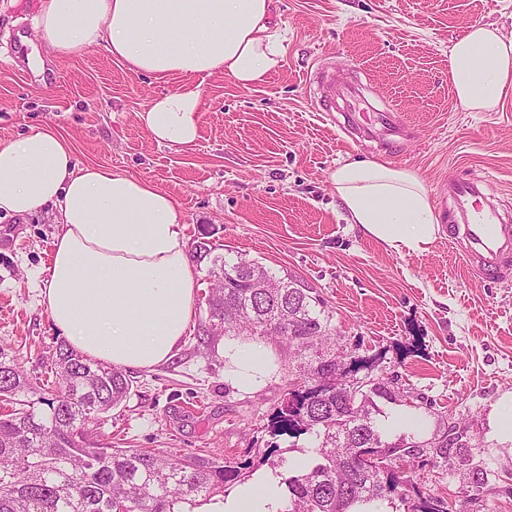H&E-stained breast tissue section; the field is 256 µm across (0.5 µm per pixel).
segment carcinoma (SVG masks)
<instances>
[{
    "label": "carcinoma",
    "mask_w": 512,
    "mask_h": 512,
    "mask_svg": "<svg viewBox=\"0 0 512 512\" xmlns=\"http://www.w3.org/2000/svg\"><path fill=\"white\" fill-rule=\"evenodd\" d=\"M199 241L196 261H208L213 278L205 322L215 334L236 333L285 344L299 358L300 381L288 389L274 415L276 430L314 437L304 466L279 474L280 512H379L397 501L403 512H433L434 497L420 489L424 473L444 471L459 482L445 512H470L471 502L497 487L512 496L508 475L476 459L477 436L461 441L454 428L424 439L389 440L378 400L432 407L424 397L390 381L363 389L353 400L336 382L355 379L371 363L343 349L324 302L293 277H278L257 260L230 263ZM260 268L282 284L263 294L249 287ZM46 368L53 389L41 387L0 345V512H197L250 477L248 459L190 456L112 448L93 440L101 415L120 405L132 381L122 369L88 358L69 344L56 348ZM383 456L388 467L368 464ZM407 463L402 468L399 462Z\"/></svg>",
    "instance_id": "1"
}]
</instances>
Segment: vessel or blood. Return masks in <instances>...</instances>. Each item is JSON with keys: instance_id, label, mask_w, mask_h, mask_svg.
<instances>
[{"instance_id": "b4317fda", "label": "vessel or blood", "mask_w": 512, "mask_h": 512, "mask_svg": "<svg viewBox=\"0 0 512 512\" xmlns=\"http://www.w3.org/2000/svg\"><path fill=\"white\" fill-rule=\"evenodd\" d=\"M347 108L349 121L366 132L382 127L388 140L399 137L403 124L396 113L369 106L359 87L347 85L337 92ZM483 188L475 180H455L448 184V201L458 218L448 227L449 238H463L467 243L466 263L487 280L499 279L512 259V227H506L497 210L484 208Z\"/></svg>"}]
</instances>
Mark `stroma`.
I'll return each instance as SVG.
<instances>
[{
    "label": "stroma",
    "mask_w": 512,
    "mask_h": 512,
    "mask_svg": "<svg viewBox=\"0 0 512 512\" xmlns=\"http://www.w3.org/2000/svg\"><path fill=\"white\" fill-rule=\"evenodd\" d=\"M287 42L281 67L244 88L200 78L203 106L193 144L157 143L136 114L187 77L131 73L105 50L57 57L34 30L23 0H0V143L48 125L83 165L151 181L178 203L186 242L207 236L226 260L255 259L303 280L322 298L344 349L376 356L373 372L432 401L417 409L430 436L440 420L472 425L481 460L512 469V442L491 437L489 419L512 392V263L487 282L468 269L461 245L440 232L428 251L396 253L352 223L330 175L338 161L371 158L420 174L440 222L448 183L481 179L488 200L512 215V92L493 112L459 106L448 47L482 23L512 36V0H274ZM363 83L368 102L401 117L396 145L363 138L315 111L332 86ZM52 212L0 217V344L25 372L63 341L39 302V281L60 232ZM195 308L168 362L134 369L136 383L105 413L97 440L181 456L250 455L253 477L301 457L309 435L273 436L271 417L293 377L286 349L275 370L242 392L224 379V339L201 340ZM277 444L278 453L263 450Z\"/></svg>",
    "instance_id": "obj_1"
}]
</instances>
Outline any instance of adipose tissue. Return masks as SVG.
I'll return each mask as SVG.
<instances>
[{
    "label": "adipose tissue",
    "mask_w": 512,
    "mask_h": 512,
    "mask_svg": "<svg viewBox=\"0 0 512 512\" xmlns=\"http://www.w3.org/2000/svg\"><path fill=\"white\" fill-rule=\"evenodd\" d=\"M273 0H41L34 29L54 54L101 47L132 73H221L243 87L264 82L285 53ZM460 106L490 112L512 88V37L470 26L448 51ZM202 96L185 86L138 112L152 138L193 143ZM353 223L391 250L425 251L439 219L422 178L392 164L349 159L330 175ZM62 226L40 303L71 345L120 368L168 361L186 335L196 289L175 201L152 182L101 166H78L66 138L34 129L0 144V214L27 217L46 207ZM225 380L248 392L267 379L264 343L224 345Z\"/></svg>",
    "instance_id": "ef3b65f1"
}]
</instances>
